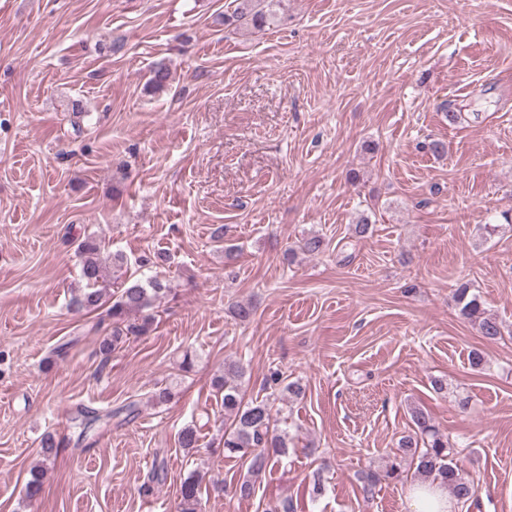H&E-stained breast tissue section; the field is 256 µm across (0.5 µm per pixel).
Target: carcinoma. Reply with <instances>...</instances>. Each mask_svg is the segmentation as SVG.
I'll use <instances>...</instances> for the list:
<instances>
[{"mask_svg":"<svg viewBox=\"0 0 512 512\" xmlns=\"http://www.w3.org/2000/svg\"><path fill=\"white\" fill-rule=\"evenodd\" d=\"M232 13L224 16V24L262 29L278 19V10L282 0H234ZM172 82L169 67L163 61L154 63L150 70L149 88L153 92L168 89ZM101 246L96 238L87 236L77 245V254L81 261V275L85 287L78 290L71 298V306L88 314L107 308L112 319V334L105 336L99 343V352L107 357L121 343L131 336L147 334L155 320L149 313L154 304L169 292L167 281L158 277L145 280L126 278L120 282L117 291L110 294L104 283L127 265L125 256L112 255V264H107L100 257ZM453 300L461 316L477 325L482 336L496 340L502 336L499 321L487 313L479 297L470 293V286L463 283L454 290ZM246 368L241 362L224 364V372L213 378L212 385L223 394L224 403V452L236 455L246 461L250 478L237 485L240 497H249L254 489L252 479L266 471L271 461L288 454V432L271 426V408L264 401H244L241 380ZM268 386H280L282 390L296 396L302 388L294 382H286L283 374L276 370L266 379ZM83 417L82 424L89 426L105 416L123 418L128 422L138 414L134 401L105 415L98 411L82 407L78 410ZM413 433L401 441V450L410 455L416 465V472L422 480H439L448 486L450 496L456 504L465 506L475 501L476 488L471 480L464 477L453 464L454 449L432 423L426 412L420 408L411 410ZM41 464L30 471L26 483V497L37 498L43 490L46 465L51 461L57 448L52 435L43 438ZM167 477L164 462H157L147 475L142 491L150 493L153 485L159 484ZM203 476L194 473L187 477L180 486L179 512H201L200 485Z\"/></svg>","mask_w":512,"mask_h":512,"instance_id":"obj_1","label":"carcinoma"}]
</instances>
